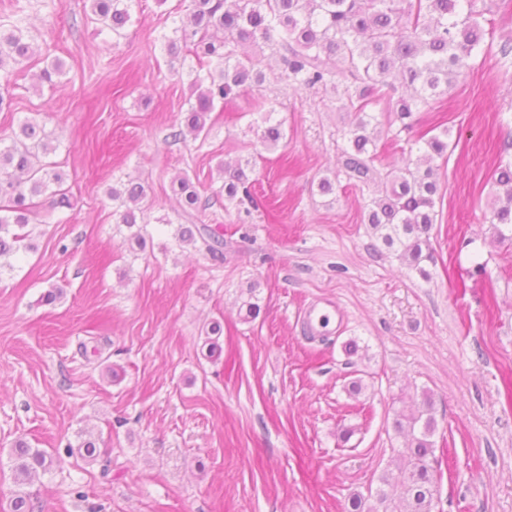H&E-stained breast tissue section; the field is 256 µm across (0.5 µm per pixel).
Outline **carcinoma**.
<instances>
[{
    "label": "carcinoma",
    "instance_id": "obj_1",
    "mask_svg": "<svg viewBox=\"0 0 512 512\" xmlns=\"http://www.w3.org/2000/svg\"><path fill=\"white\" fill-rule=\"evenodd\" d=\"M96 20L120 38L132 20L136 0H88ZM486 0H188L186 14L173 19L164 36L170 63L194 61L189 70L188 102L181 119L171 126L169 138L178 142L186 134H206L207 120L217 105L242 91H261L267 74L237 48L251 45L270 57L281 70L280 78L294 92L331 91L354 113V120L338 131L343 174L356 188L377 178L378 126L371 107L386 104L387 125L399 123L390 141H400L410 131L413 117L448 95L468 60L486 44L493 20ZM41 57L45 67L40 80L64 72V62L41 53L28 38V28L17 20L0 22V112L10 107V68ZM278 102L261 98L263 127L256 144L276 149L286 138L283 123L272 121ZM448 129L426 132L406 143L416 159L388 170L365 205V223L374 237L399 260L419 270L429 248V232L436 223L435 197L439 187L433 162L448 155ZM55 152L52 133L25 120L12 143L0 147V272L13 270L20 253L31 249L25 231L38 207L69 205L62 174L49 156ZM255 155L233 165L219 163L224 199L254 200ZM498 195L490 215L497 237L512 239V163L500 162L492 171ZM183 212L191 215L206 206L188 175L176 178ZM117 223L131 230V238L145 243L147 213L153 207L142 183L130 179L112 187ZM173 238L178 246L200 244L213 258L223 256L220 238L207 224H179ZM394 427L407 440L400 453L396 475H385L381 491L383 512H432L437 492L432 437L436 420L432 400L396 418ZM15 470L20 477L46 468L44 452L26 442H16Z\"/></svg>",
    "mask_w": 512,
    "mask_h": 512
}]
</instances>
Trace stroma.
<instances>
[{
	"label": "stroma",
	"mask_w": 512,
	"mask_h": 512,
	"mask_svg": "<svg viewBox=\"0 0 512 512\" xmlns=\"http://www.w3.org/2000/svg\"><path fill=\"white\" fill-rule=\"evenodd\" d=\"M181 0H139L124 38L85 0H0L41 49L65 62L56 89L41 66L18 72L0 140L33 119L72 206L39 209L32 251L0 274V512L30 494L34 512H367L404 439L398 411L431 396L435 512H512V240L488 217L491 171L512 162V56L474 59L433 110L454 150L439 161L437 218L422 270L372 250L368 195L339 179L335 94L271 88L287 137L258 162L259 209L225 202L219 160L252 151L263 112L251 92L217 107L207 137L169 140L188 81L160 36ZM188 174L208 208L193 218L224 239L215 259L174 244L173 181ZM135 179L155 207L145 248L116 224L108 188ZM429 278H422V271ZM63 295L48 304L44 294ZM260 306L245 318L248 299ZM329 299L344 326L312 335L303 310ZM221 322L219 352L203 333ZM356 341V353L345 345ZM118 377H111L110 369ZM362 390L350 391L353 381ZM96 439L98 455L68 456ZM53 459L16 479L17 440Z\"/></svg>",
	"instance_id": "1"
}]
</instances>
